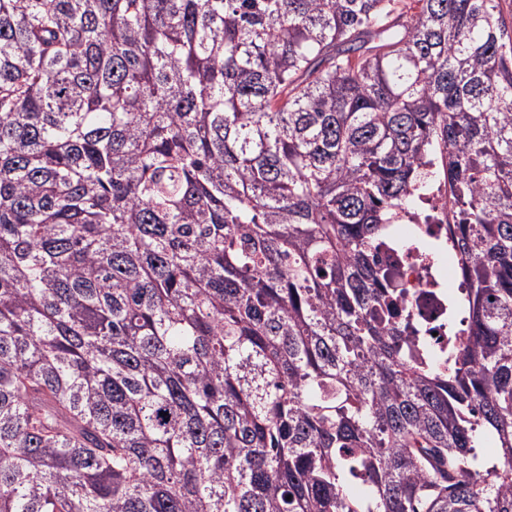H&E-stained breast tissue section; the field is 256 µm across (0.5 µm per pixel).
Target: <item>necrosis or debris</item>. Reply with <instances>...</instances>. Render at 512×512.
<instances>
[{
    "label": "necrosis or debris",
    "mask_w": 512,
    "mask_h": 512,
    "mask_svg": "<svg viewBox=\"0 0 512 512\" xmlns=\"http://www.w3.org/2000/svg\"><path fill=\"white\" fill-rule=\"evenodd\" d=\"M447 198V181L435 180L423 196V206L401 214L396 223L388 225L375 251L377 261L395 271L403 299L416 304L419 335L436 347L447 341L448 296L454 289L448 275L461 273L462 264L444 257L435 267L423 268L410 244L416 239L434 246L447 241L450 222L444 207Z\"/></svg>",
    "instance_id": "1"
}]
</instances>
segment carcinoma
Listing matches in <instances>:
<instances>
[{
	"label": "carcinoma",
	"mask_w": 512,
	"mask_h": 512,
	"mask_svg": "<svg viewBox=\"0 0 512 512\" xmlns=\"http://www.w3.org/2000/svg\"><path fill=\"white\" fill-rule=\"evenodd\" d=\"M501 4L0 0V512H512ZM435 174L438 357L370 258Z\"/></svg>",
	"instance_id": "carcinoma-1"
}]
</instances>
